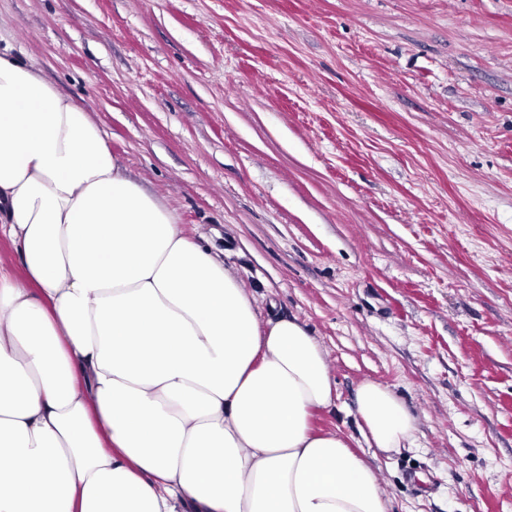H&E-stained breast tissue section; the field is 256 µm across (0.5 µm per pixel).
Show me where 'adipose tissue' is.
<instances>
[{
    "label": "adipose tissue",
    "mask_w": 512,
    "mask_h": 512,
    "mask_svg": "<svg viewBox=\"0 0 512 512\" xmlns=\"http://www.w3.org/2000/svg\"><path fill=\"white\" fill-rule=\"evenodd\" d=\"M0 512H390L327 353L125 173L86 108L0 55ZM368 445L415 422L357 390Z\"/></svg>",
    "instance_id": "obj_1"
}]
</instances>
